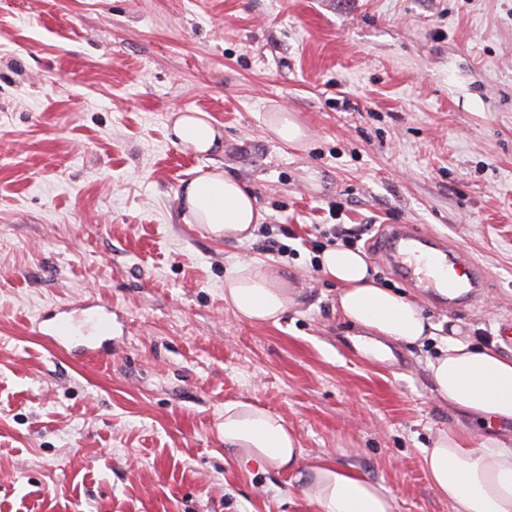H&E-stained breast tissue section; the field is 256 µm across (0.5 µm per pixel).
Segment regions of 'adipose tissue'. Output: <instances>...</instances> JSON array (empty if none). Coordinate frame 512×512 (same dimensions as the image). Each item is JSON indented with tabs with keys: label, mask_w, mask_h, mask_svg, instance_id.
I'll return each mask as SVG.
<instances>
[{
	"label": "adipose tissue",
	"mask_w": 512,
	"mask_h": 512,
	"mask_svg": "<svg viewBox=\"0 0 512 512\" xmlns=\"http://www.w3.org/2000/svg\"><path fill=\"white\" fill-rule=\"evenodd\" d=\"M179 144L206 154L221 147L223 134L204 112L176 114ZM182 220L216 240L253 238L264 216L243 186L215 169L188 181L180 195ZM322 274L339 286L342 317L369 335L423 344L441 336L440 325L413 301L375 279L366 258L337 246L318 256ZM295 301L278 269L258 262L236 264L224 278V302L243 320L275 324ZM438 356L427 363L437 400L485 423H512V358L480 348L457 333L441 336ZM224 444L242 464L291 476L299 495L316 512H394V498L381 484L326 454L304 458L285 420L243 401L224 406ZM423 465L436 493L461 512H512V443L474 448L456 434L440 432L423 451Z\"/></svg>",
	"instance_id": "1"
}]
</instances>
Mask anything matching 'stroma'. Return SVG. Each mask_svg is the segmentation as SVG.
<instances>
[{
  "instance_id": "stroma-1",
  "label": "stroma",
  "mask_w": 512,
  "mask_h": 512,
  "mask_svg": "<svg viewBox=\"0 0 512 512\" xmlns=\"http://www.w3.org/2000/svg\"><path fill=\"white\" fill-rule=\"evenodd\" d=\"M278 110L303 145L270 137ZM192 111L223 149L173 142ZM216 166L264 213L250 240L181 220L184 183ZM392 224L447 238L491 288L465 310L422 298L376 254ZM352 226L382 286L512 356V0H0V512H314L226 449L230 401L282 416L306 456L343 448L394 512H460L423 449L512 427L439 403L437 341L366 352L312 267ZM243 261L294 288L278 324L225 304ZM98 311L102 357L42 336ZM265 121L267 131L285 145H297L307 137L305 127L288 112H271Z\"/></svg>"
}]
</instances>
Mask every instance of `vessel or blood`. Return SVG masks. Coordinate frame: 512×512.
Returning a JSON list of instances; mask_svg holds the SVG:
<instances>
[{
	"label": "vessel or blood",
	"instance_id": "1",
	"mask_svg": "<svg viewBox=\"0 0 512 512\" xmlns=\"http://www.w3.org/2000/svg\"><path fill=\"white\" fill-rule=\"evenodd\" d=\"M384 251L396 274L440 306L467 308L489 286L487 272L470 256L453 250L444 238L422 234L414 225H391ZM46 337L54 344H74L81 356L99 352L96 338L75 336L73 324L64 317L48 326Z\"/></svg>",
	"mask_w": 512,
	"mask_h": 512
}]
</instances>
